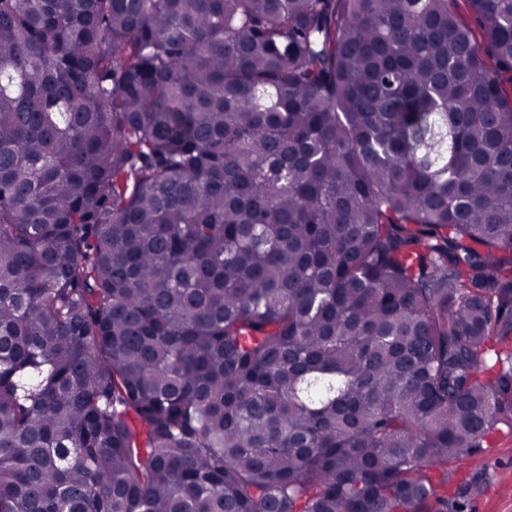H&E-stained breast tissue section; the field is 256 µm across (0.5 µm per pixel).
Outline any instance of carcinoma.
<instances>
[{"label":"carcinoma","mask_w":512,"mask_h":512,"mask_svg":"<svg viewBox=\"0 0 512 512\" xmlns=\"http://www.w3.org/2000/svg\"><path fill=\"white\" fill-rule=\"evenodd\" d=\"M0 0V512H424L512 428V0Z\"/></svg>","instance_id":"carcinoma-1"}]
</instances>
